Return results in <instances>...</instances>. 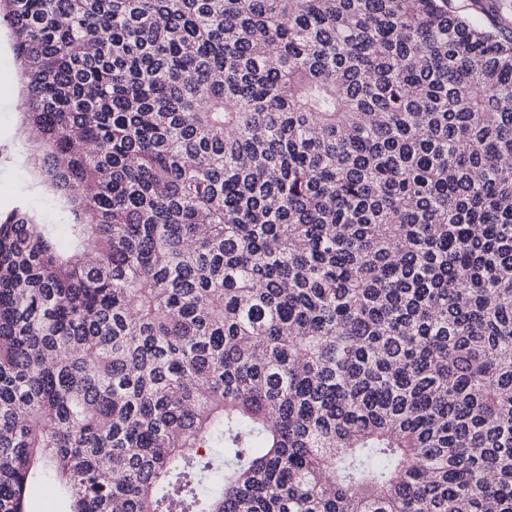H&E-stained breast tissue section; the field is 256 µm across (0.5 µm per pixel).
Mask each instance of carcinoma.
Segmentation results:
<instances>
[{
    "label": "carcinoma",
    "instance_id": "cac0c4a2",
    "mask_svg": "<svg viewBox=\"0 0 512 512\" xmlns=\"http://www.w3.org/2000/svg\"><path fill=\"white\" fill-rule=\"evenodd\" d=\"M0 512H512V38L448 0H0ZM24 81L6 22L0 23V213L24 205L44 224H67L70 220L58 198L31 171L28 143L38 131L22 125ZM46 488H49L52 493L46 495ZM26 495L27 512H64L67 510L64 499L49 484L32 485L28 488Z\"/></svg>",
    "mask_w": 512,
    "mask_h": 512
}]
</instances>
